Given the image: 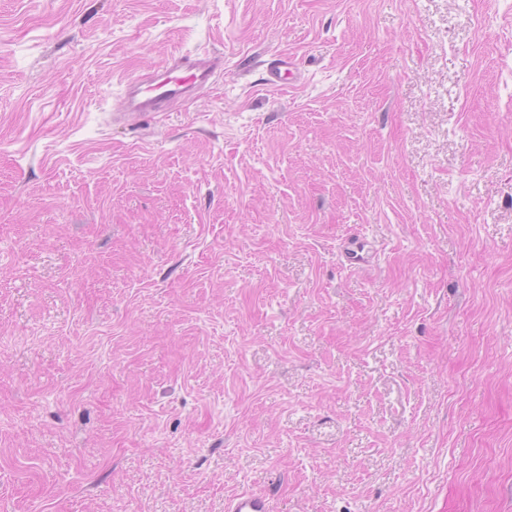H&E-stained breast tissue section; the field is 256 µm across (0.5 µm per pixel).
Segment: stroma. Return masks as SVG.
I'll list each match as a JSON object with an SVG mask.
<instances>
[{"label": "stroma", "mask_w": 512, "mask_h": 512, "mask_svg": "<svg viewBox=\"0 0 512 512\" xmlns=\"http://www.w3.org/2000/svg\"><path fill=\"white\" fill-rule=\"evenodd\" d=\"M242 491L512 512V0H0V512ZM223 67L224 57L215 50L179 51L151 74L125 77L119 100L121 112L116 114L138 122L169 112L173 105L195 98ZM294 68L292 62L288 59H281L279 62L272 66L268 71L266 83L274 89H286L293 85L291 80L292 69Z\"/></svg>", "instance_id": "1"}]
</instances>
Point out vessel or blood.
I'll list each match as a JSON object with an SVG mask.
<instances>
[{
	"label": "vessel or blood",
	"instance_id": "vessel-or-blood-1",
	"mask_svg": "<svg viewBox=\"0 0 512 512\" xmlns=\"http://www.w3.org/2000/svg\"><path fill=\"white\" fill-rule=\"evenodd\" d=\"M223 66L221 53L196 49L171 55L165 64L152 73L127 76L122 81L120 116L124 120L138 122L170 111L173 105L195 98ZM292 69V62L279 60L269 69L267 84L278 90L291 87ZM224 510L270 512V501L261 493L242 492L228 498Z\"/></svg>",
	"mask_w": 512,
	"mask_h": 512
}]
</instances>
